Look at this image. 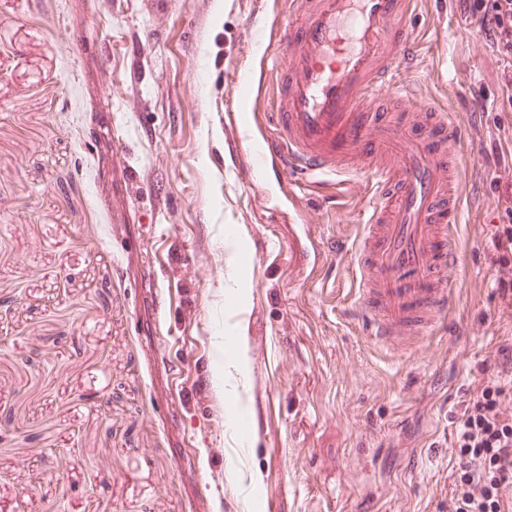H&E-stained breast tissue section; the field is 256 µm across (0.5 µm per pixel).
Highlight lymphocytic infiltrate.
<instances>
[{
    "label": "lymphocytic infiltrate",
    "instance_id": "lymphocytic-infiltrate-1",
    "mask_svg": "<svg viewBox=\"0 0 512 512\" xmlns=\"http://www.w3.org/2000/svg\"><path fill=\"white\" fill-rule=\"evenodd\" d=\"M482 36L503 58L512 59V0H461ZM512 398V385L483 378L467 405L455 446L464 464L455 480L448 512H504L512 490V420L500 406Z\"/></svg>",
    "mask_w": 512,
    "mask_h": 512
}]
</instances>
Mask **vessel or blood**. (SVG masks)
<instances>
[{"label":"vessel or blood","instance_id":"vessel-or-blood-1","mask_svg":"<svg viewBox=\"0 0 512 512\" xmlns=\"http://www.w3.org/2000/svg\"><path fill=\"white\" fill-rule=\"evenodd\" d=\"M419 0H288V14L250 15L246 60L234 70L243 100L263 87L266 120L234 112L224 123V154L258 187L284 185L280 218L317 221L302 206L303 179L357 176L370 199L351 272L358 299L350 315L376 343L408 353L443 327L459 274L456 247L469 153L465 124L401 91L421 40Z\"/></svg>","mask_w":512,"mask_h":512}]
</instances>
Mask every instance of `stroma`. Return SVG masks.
I'll return each mask as SVG.
<instances>
[{
    "instance_id": "1",
    "label": "stroma",
    "mask_w": 512,
    "mask_h": 512,
    "mask_svg": "<svg viewBox=\"0 0 512 512\" xmlns=\"http://www.w3.org/2000/svg\"><path fill=\"white\" fill-rule=\"evenodd\" d=\"M256 6L0 0V512H448L455 431L512 341L494 264L506 62L458 0H422L404 83L448 119L483 114L450 315L468 333L396 355L347 314L356 180L316 181L309 206L334 197L345 216L323 209L303 269L278 197L214 163ZM216 259L222 277L203 280ZM221 349L245 378L228 380Z\"/></svg>"
}]
</instances>
